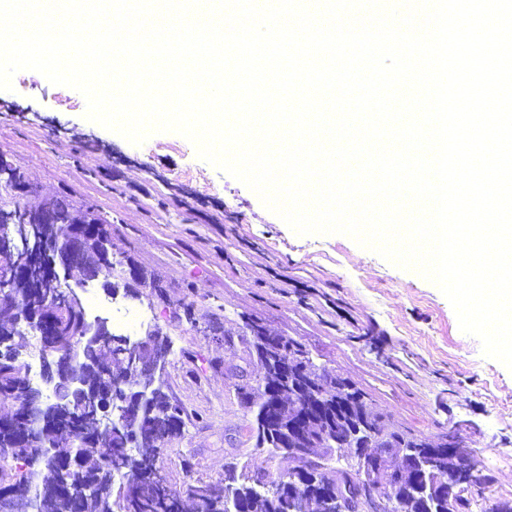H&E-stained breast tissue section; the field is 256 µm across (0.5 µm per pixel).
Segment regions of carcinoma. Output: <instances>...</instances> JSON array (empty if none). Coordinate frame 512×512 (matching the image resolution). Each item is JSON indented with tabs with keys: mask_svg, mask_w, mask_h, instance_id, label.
Listing matches in <instances>:
<instances>
[{
	"mask_svg": "<svg viewBox=\"0 0 512 512\" xmlns=\"http://www.w3.org/2000/svg\"><path fill=\"white\" fill-rule=\"evenodd\" d=\"M73 285L67 281L54 283L39 273L17 276L0 288V341L15 340L23 325H17V316L28 317L36 312L45 317H54L60 324V331L48 342L36 341L32 353L52 345L61 352V359L73 364L88 384L90 391L103 398L118 391L119 386H134L138 378L134 369L120 355V347L113 346L120 339L117 334L98 336L91 343L81 338L86 308L84 303L75 305L66 315L59 317L53 308L56 296L68 295ZM256 354L276 357L280 361H292L295 368L305 370L321 379L329 375L319 369L309 354L301 347H288L279 342L266 350L252 344ZM26 374L14 361L0 359V442H14L23 438L25 455L16 459L20 464L16 473L6 474L0 468V491L10 490L22 479L27 481L30 512H68L70 499L79 501L80 512H184V499L200 503L203 512H227L233 504L244 507V512H294L295 506L287 498L268 500L258 497L263 491L264 479L261 472L252 475L237 473L234 464L224 470V484H189L184 491L171 487L159 488L154 479L150 463L153 454L143 448L124 450L126 472L112 471V461L104 458L102 449H124L126 436L112 428H103L95 416L94 403L76 401L69 406H50L46 421L36 432L27 431L21 423L23 404L22 391ZM148 393L142 405V419L146 423L159 425L167 438L180 433L183 424L182 408L172 403L160 378L146 382ZM310 404H320L327 410L336 407H354L366 417L368 428L379 436L382 445L398 454L417 448L428 456L443 476L450 477L448 449L454 444L418 439L399 429L389 428L384 415L365 401L363 394L350 388L344 380L336 377L334 383L324 391L323 397L313 399ZM66 423L84 435L69 447L60 448L61 424ZM253 436L257 447L263 448L270 459L288 462L287 451L270 440L263 425L252 422ZM309 479L304 493L314 496L331 480L329 472L334 470L331 462L309 463ZM72 498L65 497V493Z\"/></svg>",
	"mask_w": 512,
	"mask_h": 512,
	"instance_id": "obj_1",
	"label": "carcinoma"
}]
</instances>
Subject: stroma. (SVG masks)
<instances>
[{
    "instance_id": "1",
    "label": "stroma",
    "mask_w": 512,
    "mask_h": 512,
    "mask_svg": "<svg viewBox=\"0 0 512 512\" xmlns=\"http://www.w3.org/2000/svg\"><path fill=\"white\" fill-rule=\"evenodd\" d=\"M86 112L79 91L34 70L14 75L0 90V153L39 194L97 207L112 225L116 281L132 264L161 279L160 292L113 303L171 341L163 379L184 428L156 459L172 487L223 482L230 463L281 477L236 393L238 369L262 376L250 318L299 343L391 426L467 448L482 483L466 512L512 501V461L501 459L512 453V370L460 329L434 282L347 235L296 234L178 132L136 145Z\"/></svg>"
}]
</instances>
